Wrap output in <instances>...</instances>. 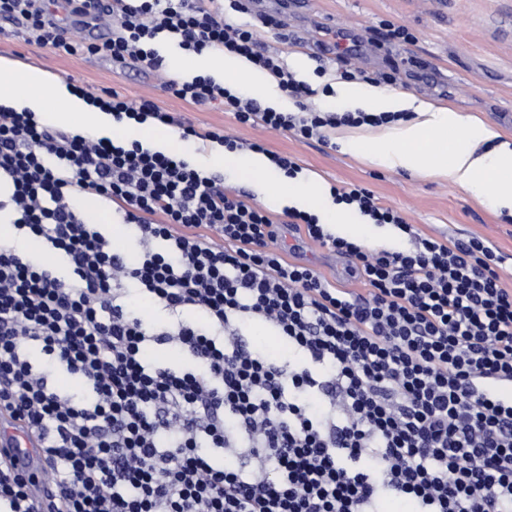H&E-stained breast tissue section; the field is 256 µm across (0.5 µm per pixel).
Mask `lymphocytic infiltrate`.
Masks as SVG:
<instances>
[{"label":"lymphocytic infiltrate","instance_id":"lymphocytic-infiltrate-1","mask_svg":"<svg viewBox=\"0 0 512 512\" xmlns=\"http://www.w3.org/2000/svg\"><path fill=\"white\" fill-rule=\"evenodd\" d=\"M111 37L75 38L60 0H0L29 37L64 55L100 54L161 70L156 41L247 58L295 111L279 112L210 77L164 80V91L309 139L396 121L392 112H326L314 89L264 53L262 31L227 21L242 0H80ZM73 93L114 120L177 124L154 102ZM0 175L12 224L46 243L66 270L0 243V420L39 441L50 487L0 463V512H381L408 498L417 512H512V290L502 256L480 238L416 231L362 187L334 202L406 235V250L367 249L290 207L276 223L219 175L184 158L40 124L0 106ZM115 203L140 251L129 258L87 223L75 191ZM305 231L368 285L353 295L271 249ZM137 290L166 311L146 323ZM261 322L292 361L243 339ZM167 345L194 369L149 363ZM79 380L71 392L61 378ZM233 465L217 463L220 454Z\"/></svg>","mask_w":512,"mask_h":512}]
</instances>
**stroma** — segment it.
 Instances as JSON below:
<instances>
[{"mask_svg": "<svg viewBox=\"0 0 512 512\" xmlns=\"http://www.w3.org/2000/svg\"><path fill=\"white\" fill-rule=\"evenodd\" d=\"M278 28L263 41L282 59L304 57L310 67L333 73L344 67L377 79L395 72L393 93L479 116L512 142V0H269ZM404 26L410 42L388 39L384 22ZM21 26L0 21V55L75 80L92 92L114 91L132 104L154 101L202 131L217 130L271 153L293 158L324 185H360L402 214L421 233L443 239L485 240L504 258L501 279L512 289V221L444 177L372 169L363 156L323 141L239 123L234 114L181 100L161 88L152 71L132 70L103 56H67L27 44ZM288 260L314 267L329 282L367 295L345 258L308 240L274 243Z\"/></svg>", "mask_w": 512, "mask_h": 512, "instance_id": "stroma-1", "label": "stroma"}]
</instances>
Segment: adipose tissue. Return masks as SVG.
Segmentation results:
<instances>
[{"label": "adipose tissue", "instance_id": "adipose-tissue-1", "mask_svg": "<svg viewBox=\"0 0 512 512\" xmlns=\"http://www.w3.org/2000/svg\"><path fill=\"white\" fill-rule=\"evenodd\" d=\"M195 74L244 87L264 95L268 106L286 110L288 98L271 89L267 73L241 56L210 55L194 69ZM332 86L345 106L374 112H400L403 120L364 148L360 136L336 130L333 139L342 151L363 154L367 162L382 170L448 178L449 181L485 197L495 208L512 214V142L502 140L490 123L473 115L442 108L411 96H394L383 87L338 79ZM0 105L35 112L46 124L79 122L82 133L105 132L113 141L126 145L165 150L178 147V136L153 121H113L111 113L90 105L72 93L49 71L0 56ZM204 168L230 171L245 183L261 186L269 204L294 202L308 206L324 223L334 225L341 235L374 246L378 240L366 225L351 223L342 206H328L329 189L319 177L308 173L289 178L260 152L237 153L219 147L203 159Z\"/></svg>", "mask_w": 512, "mask_h": 512}]
</instances>
